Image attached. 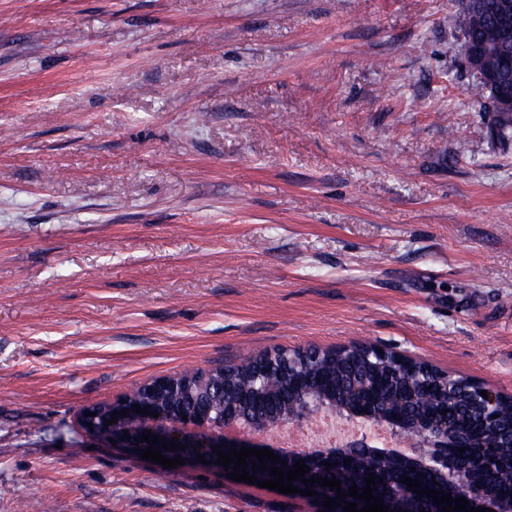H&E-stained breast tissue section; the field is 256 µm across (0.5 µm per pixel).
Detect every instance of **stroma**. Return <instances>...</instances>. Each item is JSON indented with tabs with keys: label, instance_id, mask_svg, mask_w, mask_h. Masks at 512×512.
<instances>
[{
	"label": "stroma",
	"instance_id": "obj_1",
	"mask_svg": "<svg viewBox=\"0 0 512 512\" xmlns=\"http://www.w3.org/2000/svg\"><path fill=\"white\" fill-rule=\"evenodd\" d=\"M458 8L0 0V512H315L79 427L189 368L366 342L512 395V142Z\"/></svg>",
	"mask_w": 512,
	"mask_h": 512
}]
</instances>
